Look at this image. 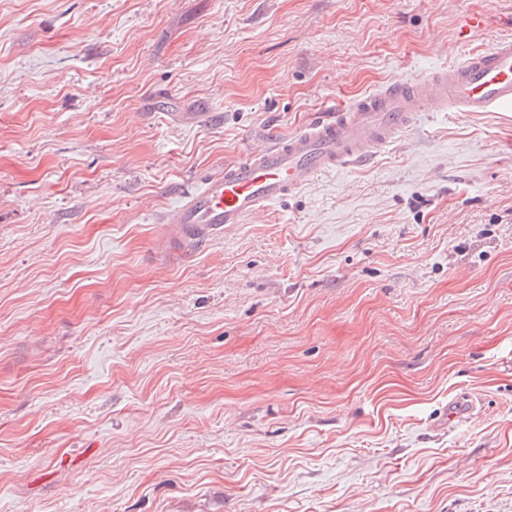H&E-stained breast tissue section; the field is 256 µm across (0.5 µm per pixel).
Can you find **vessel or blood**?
I'll list each match as a JSON object with an SVG mask.
<instances>
[{
	"label": "vessel or blood",
	"instance_id": "1",
	"mask_svg": "<svg viewBox=\"0 0 512 512\" xmlns=\"http://www.w3.org/2000/svg\"><path fill=\"white\" fill-rule=\"evenodd\" d=\"M448 112H493L512 108V37L424 80L391 83L342 106L326 119L247 153L184 198L171 218L175 239L202 244L225 225L266 209L308 184L316 174L364 164L432 106ZM470 396L449 401L436 420L447 429L473 415Z\"/></svg>",
	"mask_w": 512,
	"mask_h": 512
}]
</instances>
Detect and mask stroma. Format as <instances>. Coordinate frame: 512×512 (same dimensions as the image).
Wrapping results in <instances>:
<instances>
[{"label": "stroma", "mask_w": 512, "mask_h": 512, "mask_svg": "<svg viewBox=\"0 0 512 512\" xmlns=\"http://www.w3.org/2000/svg\"><path fill=\"white\" fill-rule=\"evenodd\" d=\"M509 35L512 0H0V512H512V111L165 224ZM475 401L468 395L457 397L449 401L448 411H445L436 420V426L442 429L451 428L456 421L474 414Z\"/></svg>", "instance_id": "35a3bbf8"}]
</instances>
